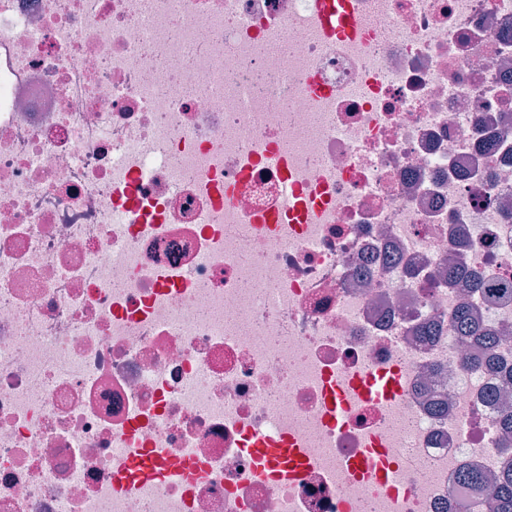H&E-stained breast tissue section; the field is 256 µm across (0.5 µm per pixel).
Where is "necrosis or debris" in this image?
Wrapping results in <instances>:
<instances>
[{
    "mask_svg": "<svg viewBox=\"0 0 512 512\" xmlns=\"http://www.w3.org/2000/svg\"><path fill=\"white\" fill-rule=\"evenodd\" d=\"M351 2L343 41L315 0H0V512H458L498 473L450 319L512 330L469 289L512 292V0Z\"/></svg>",
    "mask_w": 512,
    "mask_h": 512,
    "instance_id": "obj_1",
    "label": "necrosis or debris"
}]
</instances>
